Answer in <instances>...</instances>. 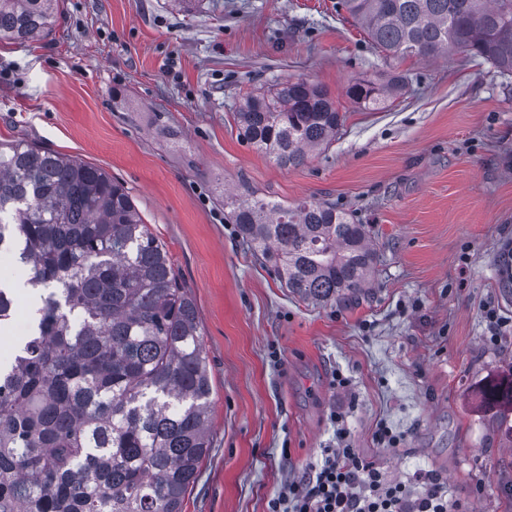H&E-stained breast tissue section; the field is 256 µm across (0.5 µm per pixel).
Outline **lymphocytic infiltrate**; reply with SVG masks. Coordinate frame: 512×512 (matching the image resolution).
Instances as JSON below:
<instances>
[{"label": "lymphocytic infiltrate", "mask_w": 512, "mask_h": 512, "mask_svg": "<svg viewBox=\"0 0 512 512\" xmlns=\"http://www.w3.org/2000/svg\"><path fill=\"white\" fill-rule=\"evenodd\" d=\"M332 421L337 446L326 449L322 464L302 480L283 487L268 512H466L437 473L420 470L406 481L387 480L353 448L343 414L333 413Z\"/></svg>", "instance_id": "f902f5d3"}]
</instances>
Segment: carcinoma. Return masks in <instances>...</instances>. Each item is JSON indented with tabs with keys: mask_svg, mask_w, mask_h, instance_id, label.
<instances>
[{
	"mask_svg": "<svg viewBox=\"0 0 512 512\" xmlns=\"http://www.w3.org/2000/svg\"><path fill=\"white\" fill-rule=\"evenodd\" d=\"M61 0H0V41L29 42ZM379 52L464 53L512 73V0H339ZM404 87L351 80L377 110ZM239 135L283 167L329 147L343 115L329 92L286 80L246 94ZM237 234L288 292L327 305L373 284L368 231L336 204L224 193ZM32 289L28 336L0 365V512H182L210 448V370L196 306L124 185L102 167L0 143V249ZM16 299L0 284V333ZM481 400L512 415V370Z\"/></svg>",
	"mask_w": 512,
	"mask_h": 512,
	"instance_id": "1",
	"label": "carcinoma"
}]
</instances>
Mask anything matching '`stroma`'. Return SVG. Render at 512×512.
I'll return each instance as SVG.
<instances>
[{"instance_id":"1","label":"stroma","mask_w":512,"mask_h":512,"mask_svg":"<svg viewBox=\"0 0 512 512\" xmlns=\"http://www.w3.org/2000/svg\"><path fill=\"white\" fill-rule=\"evenodd\" d=\"M395 75L408 84L384 109L345 94ZM287 79L327 89L344 119L328 150L283 168L233 109ZM20 140L124 183L195 303L212 447L183 512H267L335 446L336 411L388 478L431 470L469 512H512V442L480 400L512 369V331L491 341L485 317L512 316V75L385 56L338 0H64L44 38L0 43V141ZM228 187L349 210L375 243L372 288L293 297L238 237ZM381 421L399 447L376 444Z\"/></svg>"}]
</instances>
